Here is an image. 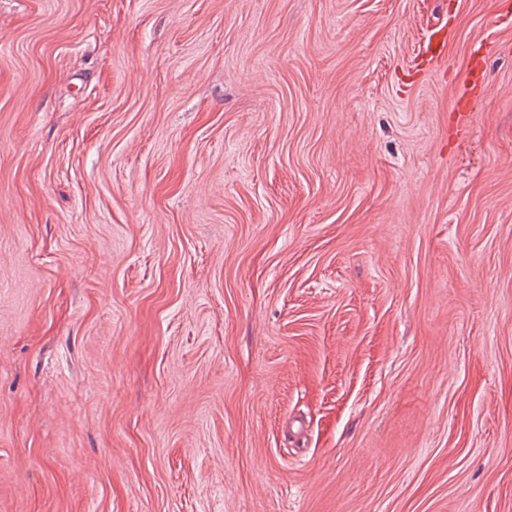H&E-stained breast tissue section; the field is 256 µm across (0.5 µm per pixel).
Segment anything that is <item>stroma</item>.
Returning <instances> with one entry per match:
<instances>
[{
  "mask_svg": "<svg viewBox=\"0 0 512 512\" xmlns=\"http://www.w3.org/2000/svg\"><path fill=\"white\" fill-rule=\"evenodd\" d=\"M0 512H512V0H0Z\"/></svg>",
  "mask_w": 512,
  "mask_h": 512,
  "instance_id": "35a3bbf8",
  "label": "stroma"
}]
</instances>
